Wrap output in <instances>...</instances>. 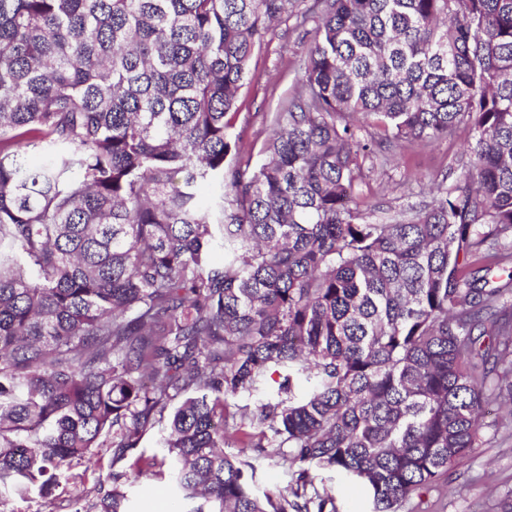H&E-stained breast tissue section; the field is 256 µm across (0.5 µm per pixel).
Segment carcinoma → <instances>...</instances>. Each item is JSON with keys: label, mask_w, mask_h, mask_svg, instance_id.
<instances>
[{"label": "carcinoma", "mask_w": 512, "mask_h": 512, "mask_svg": "<svg viewBox=\"0 0 512 512\" xmlns=\"http://www.w3.org/2000/svg\"><path fill=\"white\" fill-rule=\"evenodd\" d=\"M291 18L304 81L244 165L230 116ZM461 126L436 197L360 208L363 161ZM510 237L512 0H0V506L156 428L95 512L164 467L186 512H336L313 468L398 512L484 405L512 423ZM224 451L248 460L255 467L254 484L260 492L290 489L293 484L292 470L287 465H272L256 457L250 448L225 446Z\"/></svg>", "instance_id": "1"}]
</instances>
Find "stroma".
<instances>
[{"label":"stroma","instance_id":"stroma-1","mask_svg":"<svg viewBox=\"0 0 512 512\" xmlns=\"http://www.w3.org/2000/svg\"><path fill=\"white\" fill-rule=\"evenodd\" d=\"M309 45L303 28L291 19L275 26L265 44L255 49L230 129L240 140L241 160L253 164L262 160L273 115L282 111L298 89ZM468 138V129L461 127L447 140L394 149L366 166L359 190L361 207L381 201L397 210L426 197L432 180L461 156ZM505 422L504 409L488 408L467 463L449 470L448 484L442 490L424 494L427 512H502L504 504L512 501V430ZM128 466V460L113 461L111 449H100L95 466L77 465L62 471L51 494L13 499L7 507L9 512H72L76 497L93 502L100 489L111 488L113 473ZM313 476L318 490L332 491L336 512H371L372 499L362 484L318 469ZM126 492L133 512H181L183 508L166 476L130 483Z\"/></svg>","mask_w":512,"mask_h":512}]
</instances>
